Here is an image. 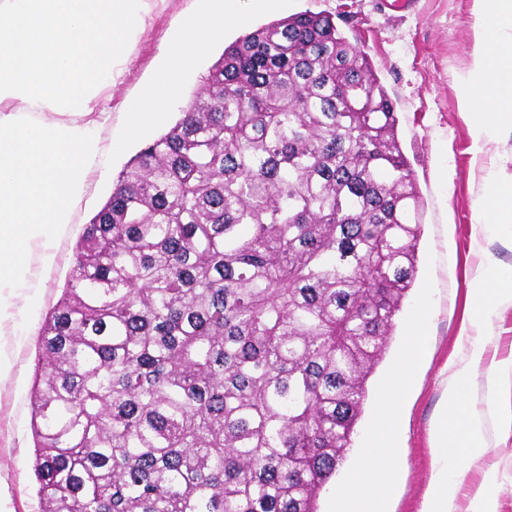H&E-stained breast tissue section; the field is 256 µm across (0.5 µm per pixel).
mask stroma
Listing matches in <instances>:
<instances>
[{"label":"stroma","mask_w":512,"mask_h":512,"mask_svg":"<svg viewBox=\"0 0 512 512\" xmlns=\"http://www.w3.org/2000/svg\"><path fill=\"white\" fill-rule=\"evenodd\" d=\"M197 6V0H155L126 52L121 76L100 96L98 106L110 112L111 120L100 130L102 149L86 189L69 224L54 239L55 262L37 268L30 288L15 290L10 316L0 325V353L11 365L0 376V512H39L29 401L39 330L68 277L83 225L136 153L132 147L119 156L112 153L127 106L151 77L180 16ZM472 7L473 0H410L400 11L390 9L389 0H288L286 9L290 15L306 10L331 14L348 40L367 53L395 106L398 138L425 205L417 279L396 318L385 357L368 380L376 385L397 361L404 324L420 302H428L429 349L405 407V483L390 502L391 512H420L437 464L429 428L444 401L442 381L449 367L467 354L460 328L469 277L489 260L512 268V236L484 234L478 224L483 170L493 164L512 176V137L475 152L469 119L457 99V80L471 61ZM485 336L487 359L512 360V302L495 312ZM470 404L486 443L485 453L470 464V479L480 482L487 470H496L498 512H512V434L500 428L484 376L474 380Z\"/></svg>","instance_id":"obj_1"}]
</instances>
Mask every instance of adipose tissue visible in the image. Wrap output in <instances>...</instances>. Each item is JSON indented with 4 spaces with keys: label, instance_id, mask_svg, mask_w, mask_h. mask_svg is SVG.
Here are the masks:
<instances>
[{
    "label": "adipose tissue",
    "instance_id": "1",
    "mask_svg": "<svg viewBox=\"0 0 512 512\" xmlns=\"http://www.w3.org/2000/svg\"><path fill=\"white\" fill-rule=\"evenodd\" d=\"M243 0H199L165 44L150 82L130 103L125 141L165 118L181 97L185 76L200 67L227 27L241 23ZM150 0H0V321L12 306L14 289L31 277L29 257L53 262V240L69 223L86 177L100 153L98 129L106 119L96 109L104 86L122 72L125 50L142 29ZM473 48L469 70L457 84L470 116L475 143L512 136V0H473ZM479 222L484 233L512 232V178L487 169ZM512 299V270L489 261L470 280L467 356L445 380L442 411L430 439L438 462L422 512H456L468 482L469 462L483 449L480 421L469 390L484 372L488 394L505 431H512V394L506 381L512 362L483 366L488 328L501 300ZM429 313L409 322L400 361L384 380L377 416L347 479L333 493V512H387L400 483V410L414 386L428 340Z\"/></svg>",
    "mask_w": 512,
    "mask_h": 512
}]
</instances>
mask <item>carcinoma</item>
Returning a JSON list of instances; mask_svg holds the SVG:
<instances>
[{
    "label": "carcinoma",
    "instance_id": "carcinoma-1",
    "mask_svg": "<svg viewBox=\"0 0 512 512\" xmlns=\"http://www.w3.org/2000/svg\"><path fill=\"white\" fill-rule=\"evenodd\" d=\"M397 124L327 13L224 48L83 226L45 315L40 512H318L416 278Z\"/></svg>",
    "mask_w": 512,
    "mask_h": 512
}]
</instances>
